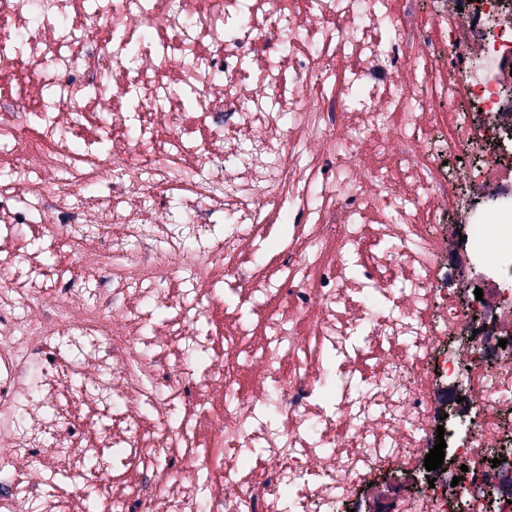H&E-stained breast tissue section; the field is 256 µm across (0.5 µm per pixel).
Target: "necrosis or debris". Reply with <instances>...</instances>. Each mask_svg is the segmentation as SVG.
<instances>
[{"instance_id":"necrosis-or-debris-1","label":"necrosis or debris","mask_w":512,"mask_h":512,"mask_svg":"<svg viewBox=\"0 0 512 512\" xmlns=\"http://www.w3.org/2000/svg\"><path fill=\"white\" fill-rule=\"evenodd\" d=\"M239 3L0 0V512H512V0ZM412 472L391 470L381 481L364 490L355 512L390 511L391 505L411 487Z\"/></svg>"}]
</instances>
